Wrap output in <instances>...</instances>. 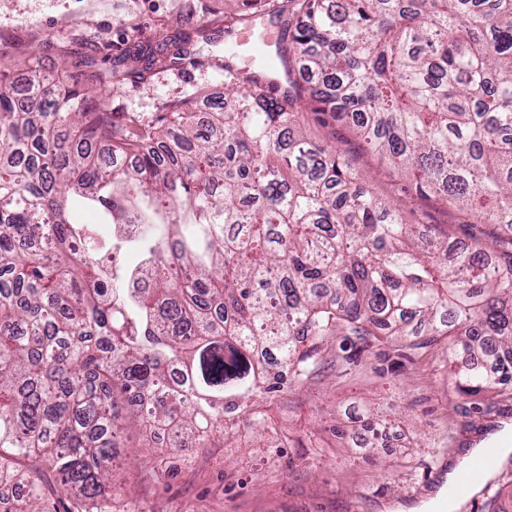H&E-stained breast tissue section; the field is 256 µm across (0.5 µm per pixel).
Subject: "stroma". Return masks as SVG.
<instances>
[{
	"mask_svg": "<svg viewBox=\"0 0 512 512\" xmlns=\"http://www.w3.org/2000/svg\"><path fill=\"white\" fill-rule=\"evenodd\" d=\"M224 0H0V51L33 44L19 68L65 75L62 49L112 70L124 39L153 43L177 36L183 22L204 19L206 38L187 46L194 67L172 64L147 80H128L110 101L118 121L152 124L170 102L224 93L225 55L243 69L257 65L251 46L278 35L267 18L231 34ZM391 413L376 448L351 447L358 406ZM266 427L248 441L214 437L205 448H180L164 434L146 438L123 420L120 456L112 468V512H419L445 492V476L481 439L484 415L451 390L443 354L393 343L363 346L342 335L327 339L313 376L258 399Z\"/></svg>",
	"mask_w": 512,
	"mask_h": 512,
	"instance_id": "stroma-1",
	"label": "stroma"
}]
</instances>
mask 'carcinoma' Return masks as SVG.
<instances>
[{"mask_svg": "<svg viewBox=\"0 0 512 512\" xmlns=\"http://www.w3.org/2000/svg\"><path fill=\"white\" fill-rule=\"evenodd\" d=\"M240 2L225 32L269 16L278 64L226 57L224 101L159 127L117 124L129 70L20 98L0 69V484L25 490L5 512H110L118 402L189 448L255 434L256 397L339 333L439 345L458 397L512 405V0ZM166 46L118 61L144 80ZM309 114L411 187L378 196ZM87 208L140 236L99 239ZM306 130L309 136L318 141L320 144H335L336 146H341L342 148H346L344 143L345 139L351 138L348 130L343 127L322 128L311 120L306 125Z\"/></svg>", "mask_w": 512, "mask_h": 512, "instance_id": "cac0c4a2", "label": "carcinoma"}]
</instances>
